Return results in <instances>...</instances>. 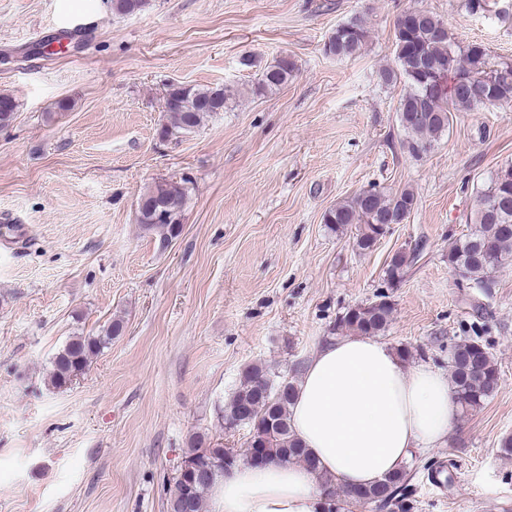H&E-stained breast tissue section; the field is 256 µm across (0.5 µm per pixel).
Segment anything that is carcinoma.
Wrapping results in <instances>:
<instances>
[{
	"instance_id": "obj_1",
	"label": "carcinoma",
	"mask_w": 512,
	"mask_h": 512,
	"mask_svg": "<svg viewBox=\"0 0 512 512\" xmlns=\"http://www.w3.org/2000/svg\"><path fill=\"white\" fill-rule=\"evenodd\" d=\"M145 0H112V10L128 15L141 10ZM472 15L512 18V0H466ZM369 29L364 18L354 15L338 25L325 43L324 51L338 59L357 55L366 44ZM395 67L380 73L383 82L404 83L405 92L398 105V119L408 152L419 157L430 151L449 127L452 112L495 102L512 101V61H491L480 43L460 46L448 36L438 16L416 12L409 21L396 20L394 28ZM296 71L289 56L279 57L259 78L257 90H273L288 82ZM224 89L182 84L169 86L164 97V115L158 136L170 139L195 132L212 113L224 111ZM15 99L0 94V127L15 118ZM417 198L405 188L388 192L376 185L363 189L329 208L324 223L337 234L353 231L356 250L372 251L388 232V225L402 215H410ZM188 202L185 187L157 181L140 197L138 223L147 233L158 232L163 240L175 237L182 226ZM470 230L448 249V269L461 268L465 280L487 293L494 287V274L512 264V164L492 173L478 195ZM415 251L393 253L384 270L387 288L399 286L416 260ZM394 304L385 292L365 304L348 308L336 318L332 334L380 336L393 320ZM122 326L115 322L104 333L80 336L69 341L55 355L50 383L56 388L70 384L88 367L91 359L119 335ZM448 371L460 416L481 407L498 389L499 371L490 348L477 338L455 344L449 351ZM276 375L262 364H251L242 372L239 385L224 407V423L241 420L262 441L266 458L302 465L330 487L333 478L320 470L316 460L295 436L290 408L297 383L281 385ZM186 459L200 469L193 483L177 480L169 501L170 512H204L209 490L224 473L241 461L251 462L250 441L244 447L226 448L220 443L198 440L188 449ZM408 471L385 478L378 484L348 489L349 499L369 505L378 512H412L406 492Z\"/></svg>"
}]
</instances>
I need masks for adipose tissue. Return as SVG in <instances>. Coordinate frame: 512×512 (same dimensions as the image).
Instances as JSON below:
<instances>
[{"label": "adipose tissue", "instance_id": "1", "mask_svg": "<svg viewBox=\"0 0 512 512\" xmlns=\"http://www.w3.org/2000/svg\"><path fill=\"white\" fill-rule=\"evenodd\" d=\"M456 411L442 371L406 364L376 338L347 336L308 362L291 425L321 470L353 489L401 470L417 449L444 446ZM327 493L315 473L273 458L226 472L209 512H325Z\"/></svg>", "mask_w": 512, "mask_h": 512}]
</instances>
